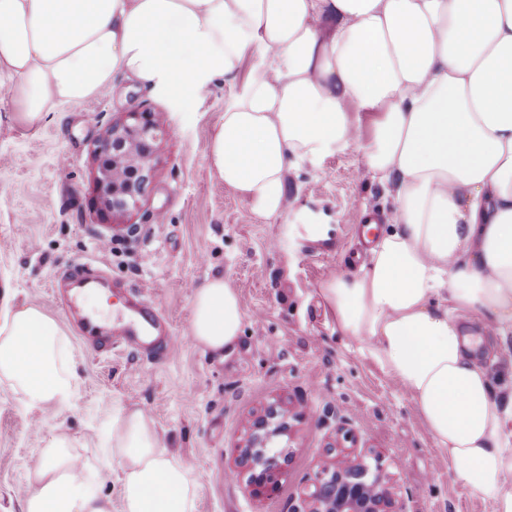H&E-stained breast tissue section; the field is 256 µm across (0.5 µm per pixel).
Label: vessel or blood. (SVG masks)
<instances>
[{
	"mask_svg": "<svg viewBox=\"0 0 512 512\" xmlns=\"http://www.w3.org/2000/svg\"><path fill=\"white\" fill-rule=\"evenodd\" d=\"M58 279L68 285L67 302L73 307L77 304L79 292L97 287L102 274L83 265L63 270ZM126 308L124 325L115 327L95 315L84 313L78 320V328L83 337L100 341L101 351L108 354L117 349L149 352L159 346L167 348L172 345V336L162 332L166 316L144 294L130 295Z\"/></svg>",
	"mask_w": 512,
	"mask_h": 512,
	"instance_id": "obj_1",
	"label": "vessel or blood"
}]
</instances>
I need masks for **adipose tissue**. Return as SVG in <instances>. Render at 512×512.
<instances>
[{"instance_id":"1","label":"adipose tissue","mask_w":512,"mask_h":512,"mask_svg":"<svg viewBox=\"0 0 512 512\" xmlns=\"http://www.w3.org/2000/svg\"><path fill=\"white\" fill-rule=\"evenodd\" d=\"M116 75L191 100L241 79L207 169L261 219L285 213L292 167L359 153L391 207L360 268L319 291L457 481L512 512V0H0L16 122L37 126ZM243 318L216 276L194 291L189 334L220 356ZM74 360L38 306L0 320V379L27 407L70 405ZM68 446L45 448L23 512H110L100 473ZM112 454L123 512H196L195 478L142 411L113 420Z\"/></svg>"}]
</instances>
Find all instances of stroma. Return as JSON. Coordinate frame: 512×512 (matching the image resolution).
Here are the masks:
<instances>
[{
	"label": "stroma",
	"mask_w": 512,
	"mask_h": 512,
	"mask_svg": "<svg viewBox=\"0 0 512 512\" xmlns=\"http://www.w3.org/2000/svg\"><path fill=\"white\" fill-rule=\"evenodd\" d=\"M238 85L215 79L179 103L115 76L111 92L59 105L44 122H15L0 88V296L33 304L70 336L78 360L70 406L28 408L0 384V512H22L31 465L56 437L100 471V492L122 512L112 420L152 419L161 444L198 482L197 512H292L321 466L344 451L378 462L405 512H494L454 479L397 380L345 341L319 283L348 270L360 250L363 209L383 211V188L348 149L287 176L285 215L257 218L207 172L209 138ZM151 110L166 118L137 209H102L96 149L112 124ZM108 241L99 248L97 239ZM88 263L145 290L176 342L154 355L99 354L52 293L60 270ZM220 275L244 320L235 349L215 357L189 341L192 292ZM289 403L286 464L256 497L237 461L248 422Z\"/></svg>",
	"instance_id": "stroma-1"
}]
</instances>
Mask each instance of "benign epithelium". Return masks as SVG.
Here are the masks:
<instances>
[{"label":"benign epithelium","instance_id":"benign-epithelium-1","mask_svg":"<svg viewBox=\"0 0 512 512\" xmlns=\"http://www.w3.org/2000/svg\"><path fill=\"white\" fill-rule=\"evenodd\" d=\"M165 127L157 112H130L112 125L99 147L97 176L100 199L105 208L128 212L138 207L142 194L141 175L151 168V142ZM250 438L241 449L239 463L250 471L249 482L256 495L273 488L274 471L282 437L288 434L286 415L275 409L256 415L249 423ZM313 490L293 512H403L389 491L379 469L356 454L344 453L330 467L312 478Z\"/></svg>","mask_w":512,"mask_h":512}]
</instances>
